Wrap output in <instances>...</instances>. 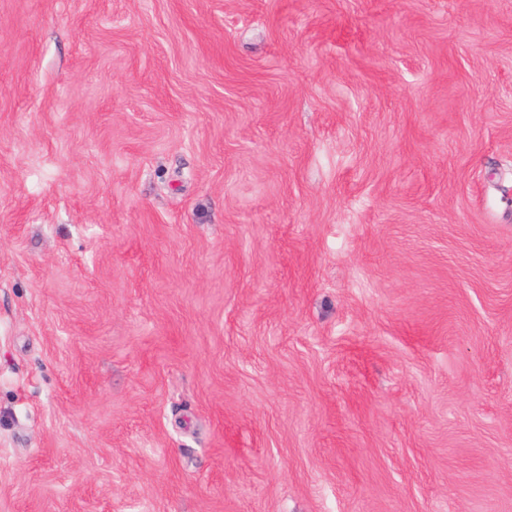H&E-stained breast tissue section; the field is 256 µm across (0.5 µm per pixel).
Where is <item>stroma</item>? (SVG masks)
Listing matches in <instances>:
<instances>
[{"instance_id":"obj_1","label":"stroma","mask_w":512,"mask_h":512,"mask_svg":"<svg viewBox=\"0 0 512 512\" xmlns=\"http://www.w3.org/2000/svg\"><path fill=\"white\" fill-rule=\"evenodd\" d=\"M0 512H512V0H0Z\"/></svg>"}]
</instances>
